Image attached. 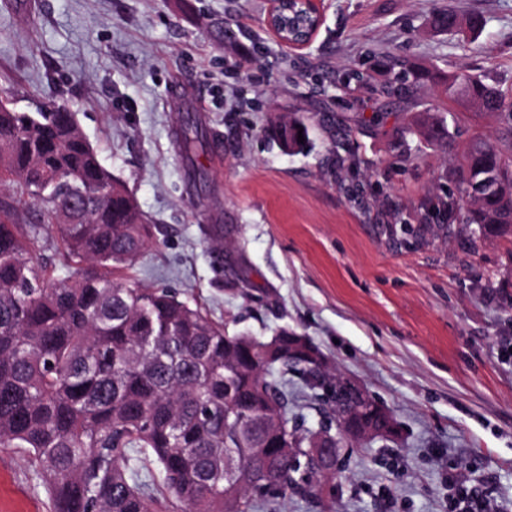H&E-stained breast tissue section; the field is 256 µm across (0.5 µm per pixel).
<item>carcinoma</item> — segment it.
Wrapping results in <instances>:
<instances>
[{
    "mask_svg": "<svg viewBox=\"0 0 512 512\" xmlns=\"http://www.w3.org/2000/svg\"><path fill=\"white\" fill-rule=\"evenodd\" d=\"M465 20L435 9L434 32ZM488 112L512 125V94L484 75L465 76ZM419 131L448 146L439 121ZM304 142H298V136ZM273 141L285 152L309 146L300 119L277 121ZM203 131L186 124L180 152L204 151ZM456 194L448 215L478 239L512 236L501 223L512 210L480 183L503 154L478 138L459 152ZM502 168V167H500ZM512 184V170L502 168ZM15 183L46 227L20 224L14 197L0 196V448H22L46 486L50 512H254L292 490L321 493L336 454L316 456L320 432L291 424L280 388L298 374L325 400V435L333 448H354L392 435L395 419L379 401L344 385L311 340L286 328L265 339L230 334L198 306L165 289L128 288L113 273L132 264L154 238V225L103 166L76 114L57 102L19 110L0 98V185ZM55 237L68 275L56 283L38 260L41 232ZM276 470L263 486L253 475Z\"/></svg>",
    "mask_w": 512,
    "mask_h": 512,
    "instance_id": "cac0c4a2",
    "label": "carcinoma"
}]
</instances>
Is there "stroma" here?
<instances>
[{"mask_svg": "<svg viewBox=\"0 0 512 512\" xmlns=\"http://www.w3.org/2000/svg\"><path fill=\"white\" fill-rule=\"evenodd\" d=\"M270 0H0V96L66 103L157 230L117 281L166 288L229 332L308 336L400 423L397 442L341 451L320 498L256 512H451L465 472L512 507V237L469 250L437 233L454 150L413 138L444 119L512 161V130L449 97L448 78L512 88V0H322L312 43L267 25ZM482 15L479 39L428 29L434 8ZM433 81L401 91L397 61ZM194 116L224 152L178 149ZM303 118L309 152L270 145ZM210 224L230 227L216 254ZM25 454L0 448V512H48Z\"/></svg>", "mask_w": 512, "mask_h": 512, "instance_id": "stroma-1", "label": "stroma"}]
</instances>
